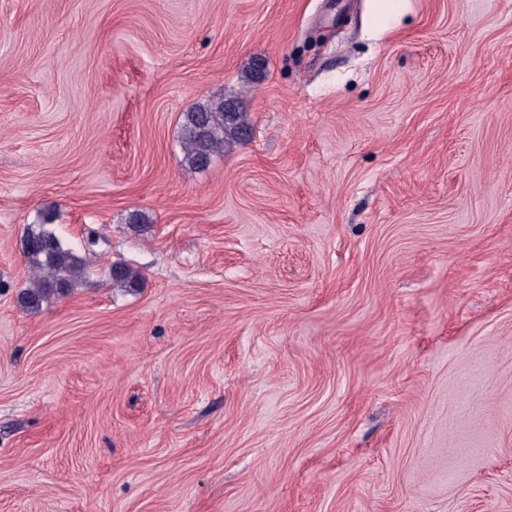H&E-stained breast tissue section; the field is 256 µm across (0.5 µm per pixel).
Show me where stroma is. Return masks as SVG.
<instances>
[{
  "label": "stroma",
  "mask_w": 512,
  "mask_h": 512,
  "mask_svg": "<svg viewBox=\"0 0 512 512\" xmlns=\"http://www.w3.org/2000/svg\"><path fill=\"white\" fill-rule=\"evenodd\" d=\"M380 10L0 0V512H512V0ZM251 126L235 99L211 98L184 112L179 128L184 162L194 170L205 169L212 157L243 141ZM45 218L42 224L28 227L25 239L35 242L38 247L25 250L29 263L35 272L32 287L21 294L22 302L30 308L39 307L52 296H62L86 278V263L76 256L56 234L47 228L51 224Z\"/></svg>",
  "instance_id": "35a3bbf8"
}]
</instances>
